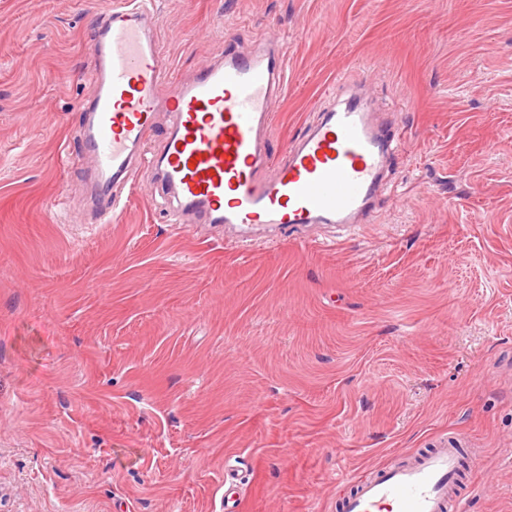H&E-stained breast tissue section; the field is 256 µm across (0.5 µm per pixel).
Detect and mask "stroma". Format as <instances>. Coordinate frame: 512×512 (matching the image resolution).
<instances>
[{
  "label": "stroma",
  "instance_id": "35a3bbf8",
  "mask_svg": "<svg viewBox=\"0 0 512 512\" xmlns=\"http://www.w3.org/2000/svg\"><path fill=\"white\" fill-rule=\"evenodd\" d=\"M106 0H0V512H340L454 441L512 512V0H155L173 77L284 42L272 162L353 85L401 149L362 224L99 219L80 132Z\"/></svg>",
  "mask_w": 512,
  "mask_h": 512
}]
</instances>
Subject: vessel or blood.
<instances>
[{
    "label": "vessel or blood",
    "mask_w": 512,
    "mask_h": 512,
    "mask_svg": "<svg viewBox=\"0 0 512 512\" xmlns=\"http://www.w3.org/2000/svg\"><path fill=\"white\" fill-rule=\"evenodd\" d=\"M153 0H110L90 46L92 94L84 137L96 181L124 183L149 151L159 113L170 130L154 160L177 222L288 229L353 224L381 191L397 139L356 96L338 101L271 165L273 105L286 84L278 36L247 53L225 47L188 81L170 79ZM456 446L421 453L360 477L341 512H468L448 495Z\"/></svg>",
    "instance_id": "b4317fda"
}]
</instances>
